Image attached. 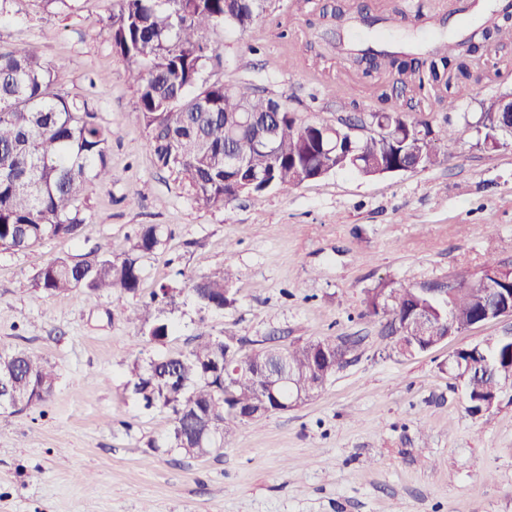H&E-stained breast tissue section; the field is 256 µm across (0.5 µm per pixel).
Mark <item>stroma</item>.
<instances>
[{
    "label": "stroma",
    "instance_id": "stroma-1",
    "mask_svg": "<svg viewBox=\"0 0 512 512\" xmlns=\"http://www.w3.org/2000/svg\"><path fill=\"white\" fill-rule=\"evenodd\" d=\"M347 0H275L244 33L215 29L221 55L209 80H249L304 122L336 125L327 81L342 79L361 110L406 91L392 74L363 78L319 40L322 15ZM394 17L397 40L416 13L439 0H354ZM115 0H9L0 52L26 45L50 61L62 92L89 98L113 133L112 180L91 187L76 237H51L23 252L0 250V349L41 355L58 379L43 405L0 410V512H512V389L482 414L463 382L445 372L453 353L512 336L500 317L413 358L394 350L368 291L417 288L512 262V147L479 145L481 105L496 82L470 84L450 116L456 138L438 141L441 162L364 177L339 171L285 192L201 207L175 174L159 169L136 118L127 61L99 20ZM164 228L141 254V283L122 296L80 290L51 297L39 269L108 243L123 259L142 226ZM231 265L232 302H194L193 278ZM170 286L172 334L142 337L128 309ZM236 336L286 347L350 338L348 364L312 400L242 423L220 452L170 450L166 412L145 407L130 385L135 359L184 352L196 335Z\"/></svg>",
    "mask_w": 512,
    "mask_h": 512
}]
</instances>
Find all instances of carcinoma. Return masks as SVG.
Listing matches in <instances>:
<instances>
[{"label": "carcinoma", "mask_w": 512, "mask_h": 512, "mask_svg": "<svg viewBox=\"0 0 512 512\" xmlns=\"http://www.w3.org/2000/svg\"><path fill=\"white\" fill-rule=\"evenodd\" d=\"M264 0H118V11L98 21L108 33L113 51L130 63L127 80L137 94V118L148 131L160 168L177 174L196 201L209 208H222L226 196L235 192L233 174L224 172V151L243 159L254 172L252 195L295 188L329 169L357 173L399 167L415 153L429 168L439 159L430 121L412 118L405 112L365 113L369 121H384L388 130L369 134L354 151H349L340 127L329 126L322 135L317 124L301 129L292 110L276 111L278 101L250 81L235 84L211 82L205 77L210 62L218 57L209 40L218 27L243 31L259 20ZM336 19L359 21L368 26L385 22L381 16L362 11L350 14L341 8ZM495 43L497 76L512 75V26L503 21L454 38L452 48L441 43L425 51L426 70L416 74L405 56L377 41L362 47L336 41L337 52L355 63L367 56L377 68L407 79L404 87L418 108L416 90L431 82L442 84L446 94L434 100L433 112H451L461 93L474 81L469 55L476 44ZM253 113L274 141L276 162L256 148L257 130L240 127L241 108ZM112 130L101 124L90 100L58 89L55 67L26 46L0 52V248L23 251L45 237L78 234L80 203L90 184L112 180L110 143ZM161 243V230L142 227L131 253L112 258L107 245L80 256L57 258L37 274V282L49 295L75 290L132 293L141 279L138 254L150 252ZM234 278L227 266L192 281L198 290V304L224 310V287ZM462 288L456 304L457 318L469 321L487 302L483 278L467 274L457 277ZM391 320L398 321L401 335H416L408 321L409 309L418 301L427 306L432 322L447 321L446 307L413 288H392ZM151 301L129 311L128 320L139 323L141 335L163 338L172 326L152 313ZM0 372L8 375L15 389L26 396L24 407L43 404L52 394L57 374L39 355L0 350ZM501 373L512 372V344L503 338L492 348L463 357L473 372L468 384L472 406L497 388L498 377L481 373L486 360ZM288 364L296 382L305 387L316 377L309 349L298 345L288 349ZM133 391L145 407H157L169 414L172 424L171 448L183 451L196 446L198 419L214 409L213 420L223 443H228L238 426L235 408L254 398L251 381H228L224 376V342L213 336H197L185 353L151 358L134 364Z\"/></svg>", "instance_id": "cac0c4a2"}]
</instances>
